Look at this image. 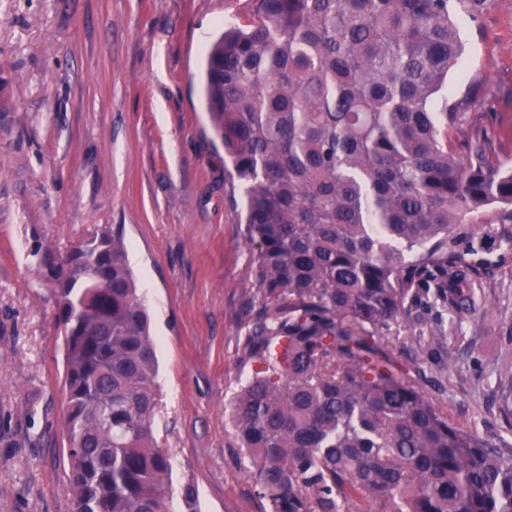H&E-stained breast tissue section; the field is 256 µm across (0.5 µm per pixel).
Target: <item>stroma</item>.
Returning <instances> with one entry per match:
<instances>
[{
    "label": "stroma",
    "mask_w": 512,
    "mask_h": 512,
    "mask_svg": "<svg viewBox=\"0 0 512 512\" xmlns=\"http://www.w3.org/2000/svg\"><path fill=\"white\" fill-rule=\"evenodd\" d=\"M248 17L247 0H0V512H72L63 349L34 251L62 255L98 228L122 234L147 301L173 493L192 484L200 512H269L230 421L261 301L244 292L249 247L202 88L207 46ZM462 39L453 96L483 86L481 111L512 124V0ZM477 280L473 313L411 306L382 348L418 364L449 424L512 442L494 396L512 363V270ZM436 327L452 366L415 360V331Z\"/></svg>",
    "instance_id": "35a3bbf8"
}]
</instances>
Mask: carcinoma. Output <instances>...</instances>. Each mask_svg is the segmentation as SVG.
Listing matches in <instances>:
<instances>
[{
  "label": "carcinoma",
  "instance_id": "obj_1",
  "mask_svg": "<svg viewBox=\"0 0 512 512\" xmlns=\"http://www.w3.org/2000/svg\"><path fill=\"white\" fill-rule=\"evenodd\" d=\"M250 2L208 49L204 88L264 303L233 410L258 495L272 512H512V448L450 425L381 352L421 294L472 310L478 231L512 239V137L448 87L461 26L489 0ZM39 267L54 274L72 512H170L124 239L94 232ZM443 341L416 337L419 358Z\"/></svg>",
  "mask_w": 512,
  "mask_h": 512
}]
</instances>
